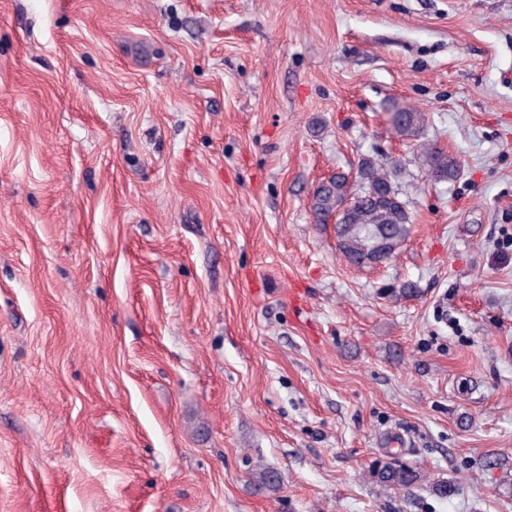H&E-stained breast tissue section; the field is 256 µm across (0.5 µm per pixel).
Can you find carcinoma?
I'll return each instance as SVG.
<instances>
[{
	"label": "carcinoma",
	"instance_id": "carcinoma-1",
	"mask_svg": "<svg viewBox=\"0 0 512 512\" xmlns=\"http://www.w3.org/2000/svg\"><path fill=\"white\" fill-rule=\"evenodd\" d=\"M425 121L426 114L409 105L395 103L391 107L392 129L399 137L417 136ZM421 155L430 178L436 183L454 178L459 170L458 161L436 145L423 144ZM358 177V183L352 187L343 174L332 177L327 185L318 186L312 202L314 218L320 222L327 220L352 188L366 198L392 183L389 172L369 157L360 160ZM412 228L410 213L402 207L366 202L357 211L356 223L336 225V247L351 263L358 264L374 250L378 237L384 236L400 246L408 240ZM377 478L389 486L406 489L419 480L420 474L405 465H385L378 470Z\"/></svg>",
	"mask_w": 512,
	"mask_h": 512
}]
</instances>
